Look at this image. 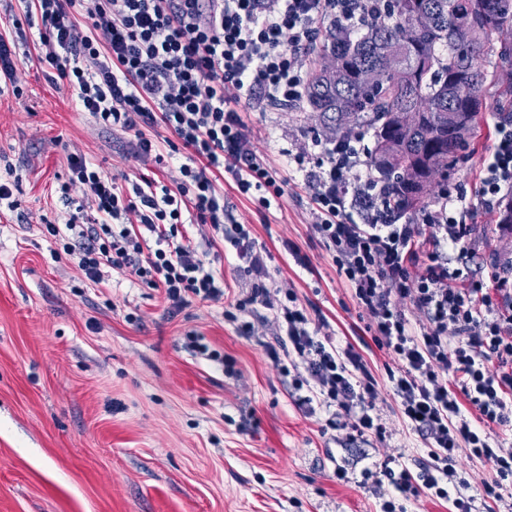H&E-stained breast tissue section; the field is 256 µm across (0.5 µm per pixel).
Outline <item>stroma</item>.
Masks as SVG:
<instances>
[{
	"label": "stroma",
	"instance_id": "1",
	"mask_svg": "<svg viewBox=\"0 0 512 512\" xmlns=\"http://www.w3.org/2000/svg\"><path fill=\"white\" fill-rule=\"evenodd\" d=\"M30 0H0V36L15 53L21 94L0 84V175L19 178L15 212H0V512H379L383 475L429 460L423 437L403 423L386 369L393 360L316 234L294 154L324 131L312 113L245 112L256 149L284 182L282 206L264 211L225 190L250 224L271 280L288 284L313 323L328 322L337 346L353 347L378 382L385 440L327 426L307 414L269 358L268 330L241 335L225 307L248 288L245 261L221 240L209 247L227 286L223 303L193 301L171 312L161 294L129 275L81 286L68 260H53L41 225L67 211L58 186L69 154L117 184L168 181L140 164L133 138L101 128L39 59L41 20ZM488 109L468 158L449 186L474 194L496 119L490 104L512 74L490 66ZM465 247L480 262L512 236L497 215L475 209ZM235 361L229 376L185 346L188 334ZM348 477L338 480L337 467Z\"/></svg>",
	"mask_w": 512,
	"mask_h": 512
}]
</instances>
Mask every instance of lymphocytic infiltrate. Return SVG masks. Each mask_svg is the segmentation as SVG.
Returning <instances> with one entry per match:
<instances>
[{"mask_svg": "<svg viewBox=\"0 0 512 512\" xmlns=\"http://www.w3.org/2000/svg\"><path fill=\"white\" fill-rule=\"evenodd\" d=\"M375 0H34L43 31L41 61L54 69L81 111L133 136L135 157L163 164L181 156L170 184L143 180L125 189L83 155L68 157L62 199L80 194L64 221L43 234L54 260L68 259L99 284L112 272L162 290L175 310L198 299H224V278L206 250L186 244L183 228L201 224L236 252L251 242L217 185L264 210L279 206L283 183L248 138L240 112L302 111L310 62L324 23L359 28L378 21ZM160 126L166 146L147 136ZM361 136L302 147L294 161L309 197L312 226L332 252L379 347L393 357L388 380L403 422L428 444L418 472L401 469L396 491L424 492L473 512L456 469L460 450L492 462L483 497L498 503L512 484V448L493 447L484 423L512 427V262L492 263L487 280L460 287L471 207L449 206L441 190L426 222L428 250L415 224L395 223L363 166ZM512 193V118L493 124V148L478 174L485 211ZM422 316L412 327L406 308ZM234 308L240 329L271 330L269 356L291 379L299 405L332 409L329 426L384 440L374 410L378 382L353 347L336 346L312 328L295 291L255 279ZM479 412L474 425L463 404Z\"/></svg>", "mask_w": 512, "mask_h": 512, "instance_id": "obj_1", "label": "lymphocytic infiltrate"}]
</instances>
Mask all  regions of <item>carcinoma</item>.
Returning <instances> with one entry per match:
<instances>
[{
    "label": "carcinoma",
    "instance_id": "cac0c4a2",
    "mask_svg": "<svg viewBox=\"0 0 512 512\" xmlns=\"http://www.w3.org/2000/svg\"><path fill=\"white\" fill-rule=\"evenodd\" d=\"M383 19L353 36L334 24L320 33L305 106L330 135L363 119L372 131L370 167L383 184L386 212L413 215L428 208L436 180L464 160L483 109L486 63L512 67V0H380ZM424 9L431 24L415 30ZM399 63L406 78L388 74L366 86L365 68Z\"/></svg>",
    "mask_w": 512,
    "mask_h": 512
}]
</instances>
